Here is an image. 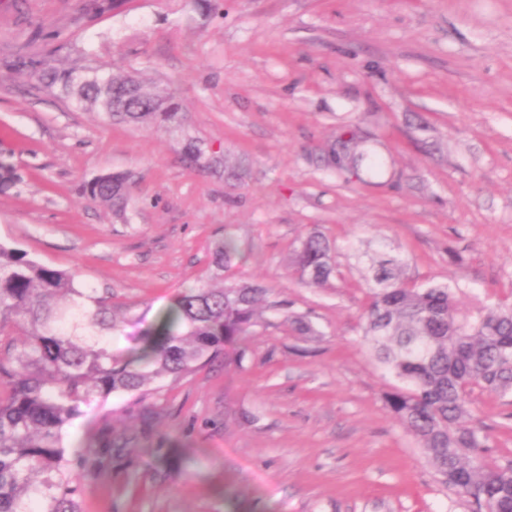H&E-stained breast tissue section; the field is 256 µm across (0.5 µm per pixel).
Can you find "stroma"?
Masks as SVG:
<instances>
[{
  "label": "stroma",
  "mask_w": 512,
  "mask_h": 512,
  "mask_svg": "<svg viewBox=\"0 0 512 512\" xmlns=\"http://www.w3.org/2000/svg\"><path fill=\"white\" fill-rule=\"evenodd\" d=\"M211 3L0 0V243L111 294L128 334L192 286L269 290L242 361L83 407L64 446L112 447L76 466L80 512H471L384 405L363 282L378 252L469 316L512 303V0ZM95 64L171 88L178 120L116 124L38 78ZM350 138L375 168L328 165ZM109 172L121 214L83 192ZM314 231L321 288L292 264ZM227 234L242 257L221 269ZM469 407L486 464L512 466V394ZM330 244L318 233H310L294 250V266L308 274L305 285L320 288L328 282L334 268L330 258Z\"/></svg>",
  "instance_id": "obj_1"
}]
</instances>
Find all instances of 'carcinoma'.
Instances as JSON below:
<instances>
[{
    "instance_id": "cac0c4a2",
    "label": "carcinoma",
    "mask_w": 512,
    "mask_h": 512,
    "mask_svg": "<svg viewBox=\"0 0 512 512\" xmlns=\"http://www.w3.org/2000/svg\"><path fill=\"white\" fill-rule=\"evenodd\" d=\"M76 78L75 70H41L43 84L59 88L77 108L108 114L129 125L172 122L171 92L126 74ZM353 159L348 145L331 146L327 161L340 170ZM128 176L110 172L86 186L87 197L120 212ZM330 244L309 234L294 250V266L320 288L334 268ZM227 237L213 261L227 266L239 255ZM365 336L378 363L404 383L383 395L392 417L415 437L446 486L493 512H512V467L489 468L478 454L488 435L468 409L471 392H512V308L475 317L457 308L446 284L422 288L403 277L396 257L370 259ZM269 289L232 282L191 288L175 299L158 324L125 339L112 298L77 287L76 276L0 244V512H78V478L63 432L81 406L114 393H137L159 380H177L220 353L242 360L259 324Z\"/></svg>"
}]
</instances>
